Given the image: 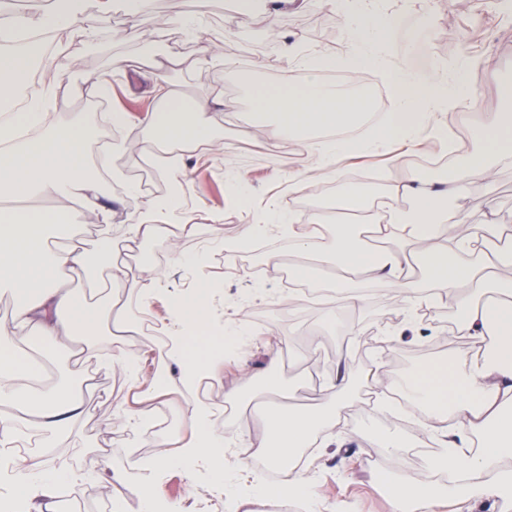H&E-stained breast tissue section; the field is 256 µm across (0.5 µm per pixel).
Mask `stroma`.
<instances>
[{
	"label": "stroma",
	"mask_w": 512,
	"mask_h": 512,
	"mask_svg": "<svg viewBox=\"0 0 512 512\" xmlns=\"http://www.w3.org/2000/svg\"><path fill=\"white\" fill-rule=\"evenodd\" d=\"M198 8V0H155L151 12L134 19L118 6L111 13L96 15L98 38H74L70 50L83 70L107 74L112 91L103 100L61 90L51 114L53 122H81L98 136L105 132L102 102L122 107L135 117L143 115L152 102L143 91L126 90V75L112 68L113 58L121 57L142 64L172 59L169 81L189 93L207 90L223 100L229 115L228 123L217 131L224 143V157L204 165L200 162L204 150L193 151L194 161L181 190L183 204L202 226L199 236L184 239L183 250L190 255L208 250L205 272L219 296L224 320L245 319L252 334L243 357L248 378H241L234 363L228 361L209 382L214 392L208 400L218 410L215 425L229 446L224 467L237 477L240 492L232 500L210 498L206 479L195 475L188 482H179L183 473L179 467L161 472L155 486L163 498L182 502L187 512H194L201 501L207 504L205 512H256L258 503L247 492L254 474L267 481L279 476L273 468L259 470L252 464L260 454L255 443L265 433L259 407L272 401L261 381L274 352L278 355L274 365L290 404L297 410L323 407L314 388L326 377L344 381L351 391L339 423L326 429L325 441L307 448L305 461L297 468L312 483L320 512H390L386 476L396 470L413 478L429 475L433 458L440 453V441L432 436L421 438L420 455L413 462L401 453L382 455L378 439L366 431L365 422L413 434L422 417L402 397L383 391L377 382L397 380L430 361L465 359L470 340L458 332L462 312L447 304L415 306L412 299L383 281L364 282L361 308L352 311L337 304L332 294L334 281L328 274L317 283L319 297L289 293L282 275L300 259L297 238L323 239L339 230L346 232L352 229L346 223L294 224L291 232L274 236L273 248L263 251L223 247L224 241L239 231L240 217L227 207L232 191L245 186L256 208L288 213L294 209L288 175L307 172L311 166L298 142L264 141L240 133L253 113L252 85L297 83L302 77L301 71L284 68L271 31L298 37L303 52L326 59L321 76L328 82L347 73L343 60L349 53L355 21L347 13L336 12V34L324 36L321 22L330 14L317 0H306L299 8L249 13L230 12L220 5L191 34L171 25L172 17L194 14ZM390 13L384 37L386 67L408 66L418 81L432 84L452 78L456 67L468 58L473 62L469 79L476 95L465 108L447 114L449 139L423 134L411 143L391 141L354 160L340 157L337 167L347 178L352 175V162H359L373 198L420 175V168L413 164L420 157H445L448 174H455L459 162L452 155L453 144L477 149V142L469 138L471 129L482 122L491 100L512 91V0H433L428 12L417 0H398ZM208 39L222 42L223 65L200 63V47ZM488 60L496 65L495 73L486 71ZM228 155L235 159L230 168L224 165ZM215 210L223 211V224L210 225L208 214ZM492 219L497 221L503 240L512 239V165L499 167L493 188L473 184L462 205H449L443 222L453 229L461 224L479 228ZM139 250L140 264L167 270L150 307L135 299L128 303L131 317L151 323L164 318L170 303L187 299L197 273L193 267L175 264L166 235L154 237ZM94 377V390H87L83 370L69 353L59 355L54 381L60 387L81 391L87 412L70 432L59 437L55 457L69 459L70 469L92 472L87 481L64 489L59 505L62 512H105L107 497L99 483L120 473L126 479L121 490L124 512H136L133 488L142 459L141 444L158 435L168 439L171 453L176 454L190 437L185 417L176 412L181 397L174 388L166 396L165 409L174 415L170 427L113 435L106 426L112 407L132 401L133 394L119 374L102 368ZM368 391L373 394L369 401L364 398Z\"/></svg>",
	"instance_id": "1"
}]
</instances>
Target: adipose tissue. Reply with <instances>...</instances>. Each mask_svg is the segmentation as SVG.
Masks as SVG:
<instances>
[{
  "instance_id": "adipose-tissue-1",
  "label": "adipose tissue",
  "mask_w": 512,
  "mask_h": 512,
  "mask_svg": "<svg viewBox=\"0 0 512 512\" xmlns=\"http://www.w3.org/2000/svg\"><path fill=\"white\" fill-rule=\"evenodd\" d=\"M118 1L131 16L146 13L153 5V0H56L54 8L28 17L16 14L10 0H0V294L13 300L10 315L0 320V444L27 435L41 439L40 448L15 467L10 494L20 504L44 499L48 512H54L61 486L86 478L85 473L53 462L54 438L71 429L85 413L82 399L41 379L61 351H69L85 367L103 364L120 370L138 389L141 407L120 405L112 411L108 430L118 435L150 424L154 416L151 403L162 398L172 379L166 371L168 365L177 366L174 379L184 389H193L203 377L223 368L225 360L237 356L247 334L244 321L225 325L220 343L210 345L204 357L193 354L191 340L208 324L201 311L209 302L211 285L201 278L189 291V303L174 305L166 320L165 350H156L145 340L135 352L125 343L126 337L139 333L138 324L127 312V296L136 295L142 305H150L165 272L149 266L131 272L108 230L112 208L97 169L87 164L88 158H101L107 148L104 139L89 137L79 122L45 124L63 79L78 78L83 90L93 95L109 92L107 75L83 73L68 45L74 36L93 35V14L110 12ZM322 4L356 17L348 55L350 71L364 80L376 76L387 82L397 101L395 111L376 123L372 140L339 137V130L363 121L367 95L324 82L319 56L304 54L297 42L281 36L277 42L283 63L300 68L304 76L297 85L257 89L258 120L244 129L245 137L297 141L312 159L314 172L331 176L338 155L360 154L373 144L410 139L419 129L423 112L454 111L473 98L463 66L456 69L451 82L432 85L384 69L369 44L370 38H381L389 26L379 0H322ZM36 67L42 72L40 93L17 103L19 78ZM113 67L133 70L159 104L141 117L143 129L135 143L120 142V149L131 147L139 157L155 160L158 176L173 183L187 176L188 151L202 146L209 155L220 152L216 131L225 115L221 102L208 91L182 93L166 80L162 61L133 68L118 59ZM471 136L481 148L462 153L463 176L448 180L411 177L392 188L391 197L410 199L411 210L373 204L354 188L339 199L340 209L388 235L392 246L371 250L349 232L335 234L321 246L302 239L298 247L310 260L292 270L295 278L306 283L314 277L312 261L336 265L343 272L336 281V301L355 308L359 301L352 292L354 276L388 278L401 293L408 294L416 290L412 268L421 262L433 274L438 301L463 313L460 331L471 340L469 359L426 365L399 380L397 388L414 407L425 411L428 431L440 435L450 449L449 455L436 460V467L463 470L467 484L440 488L427 477L391 481L392 512H433L437 499L457 500L468 488L490 495L512 491V278L500 276L495 266L485 263L491 236L478 235L468 226L460 227L452 246H432L444 205L461 199L473 182H492L498 164L512 163V94L496 100L486 121L474 127ZM112 177L125 182L121 170H114ZM125 184L126 196L137 202L125 229V241L150 240L162 225L171 224L175 227L170 238L173 256L203 265L205 253L188 256L181 249L182 239L201 231L183 207L173 197H148L136 183ZM230 205L241 215L239 233L229 244L233 250L246 248L269 230H285L291 223L327 221L322 210L312 207L296 214L268 212L254 217L239 193L232 196ZM89 223L100 225V232L90 237L71 236V228ZM462 252L470 253L469 263L459 262ZM74 272L83 273L91 283L106 276L110 290L104 307L89 302L84 290L72 284ZM476 288L493 294V302L476 301L472 294ZM102 328L115 346L108 357L97 338ZM151 353L157 354L158 366L147 378L141 371V358ZM179 411L189 420L192 436L177 455L171 454L166 438L152 441L153 452L143 465L145 475L135 488L138 512H186L178 502L160 506L153 486V476L173 466L206 473L211 486L219 491H226L229 485L224 472V435L214 426L211 405L188 400ZM451 417L459 424L453 435L445 426ZM334 422V415L317 410H271L259 445L269 463L280 470L282 481L273 488L256 479L250 486L252 496L273 494L313 504L314 492L297 476L292 462ZM474 438L481 442L478 451L458 449V442Z\"/></svg>"
}]
</instances>
